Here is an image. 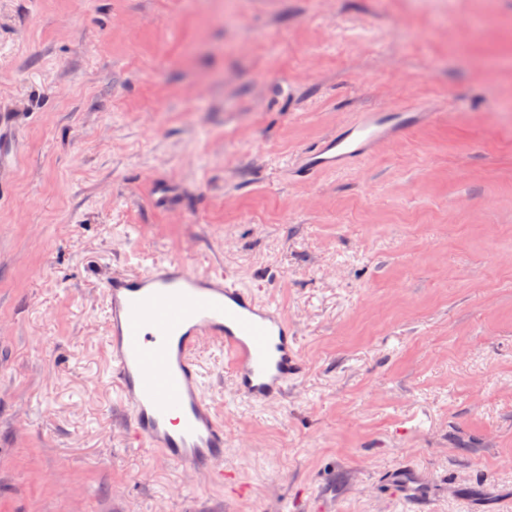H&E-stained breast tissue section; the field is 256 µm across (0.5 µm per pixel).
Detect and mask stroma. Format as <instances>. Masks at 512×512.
Instances as JSON below:
<instances>
[{"label":"stroma","instance_id":"1","mask_svg":"<svg viewBox=\"0 0 512 512\" xmlns=\"http://www.w3.org/2000/svg\"><path fill=\"white\" fill-rule=\"evenodd\" d=\"M374 108L429 118L296 180ZM2 112L0 512H512V0H0ZM171 257L307 366L252 406L201 345L231 485L133 444L103 354ZM151 202L153 208L157 211H167L181 206L176 186L166 180L153 182Z\"/></svg>","mask_w":512,"mask_h":512}]
</instances>
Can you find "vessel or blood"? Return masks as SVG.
Instances as JSON below:
<instances>
[{"instance_id":"obj_1","label":"vessel or blood","mask_w":512,"mask_h":512,"mask_svg":"<svg viewBox=\"0 0 512 512\" xmlns=\"http://www.w3.org/2000/svg\"><path fill=\"white\" fill-rule=\"evenodd\" d=\"M406 114H361L336 136L307 150L305 174L361 159L406 123ZM155 210L179 207L174 184L153 182ZM105 340L112 380L140 445L211 481L224 479V424L208 400L198 351L221 343L239 394L253 405L280 399L305 370L287 317L230 274H195L179 259L112 277L106 288Z\"/></svg>"}]
</instances>
